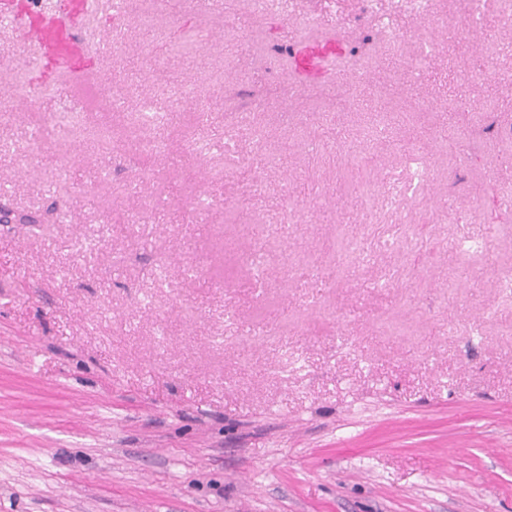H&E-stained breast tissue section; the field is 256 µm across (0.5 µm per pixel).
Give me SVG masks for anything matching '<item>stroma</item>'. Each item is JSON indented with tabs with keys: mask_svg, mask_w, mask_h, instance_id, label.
Listing matches in <instances>:
<instances>
[{
	"mask_svg": "<svg viewBox=\"0 0 512 512\" xmlns=\"http://www.w3.org/2000/svg\"><path fill=\"white\" fill-rule=\"evenodd\" d=\"M460 8L0 0V512H512V20Z\"/></svg>",
	"mask_w": 512,
	"mask_h": 512,
	"instance_id": "stroma-1",
	"label": "stroma"
}]
</instances>
